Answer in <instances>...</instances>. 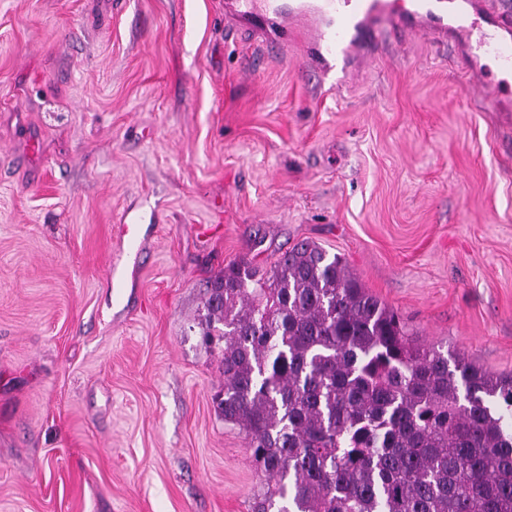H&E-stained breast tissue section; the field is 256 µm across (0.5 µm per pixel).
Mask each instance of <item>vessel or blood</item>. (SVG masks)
Returning <instances> with one entry per match:
<instances>
[{"instance_id": "vessel-or-blood-1", "label": "vessel or blood", "mask_w": 512, "mask_h": 512, "mask_svg": "<svg viewBox=\"0 0 512 512\" xmlns=\"http://www.w3.org/2000/svg\"><path fill=\"white\" fill-rule=\"evenodd\" d=\"M271 24L283 45L305 44L322 73L354 74L390 48L423 36L450 50L476 105L512 112V10L497 0H237Z\"/></svg>"}]
</instances>
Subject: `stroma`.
Wrapping results in <instances>:
<instances>
[{
    "label": "stroma",
    "instance_id": "35a3bbf8",
    "mask_svg": "<svg viewBox=\"0 0 512 512\" xmlns=\"http://www.w3.org/2000/svg\"><path fill=\"white\" fill-rule=\"evenodd\" d=\"M258 29L227 0H0V512H251L196 321L226 264L301 240L512 374V112L423 37L340 90Z\"/></svg>",
    "mask_w": 512,
    "mask_h": 512
}]
</instances>
